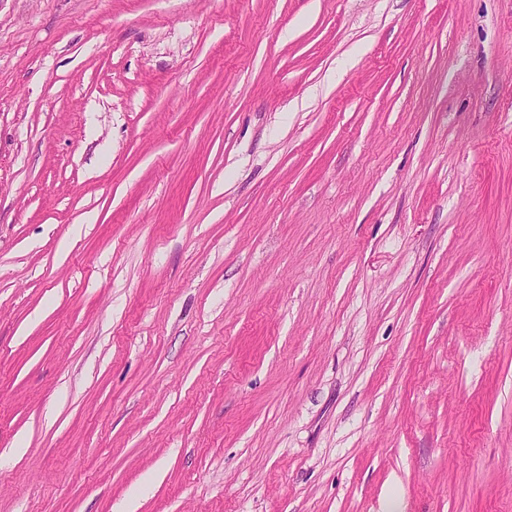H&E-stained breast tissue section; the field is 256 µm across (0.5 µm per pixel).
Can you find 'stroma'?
I'll list each match as a JSON object with an SVG mask.
<instances>
[{"instance_id": "stroma-1", "label": "stroma", "mask_w": 512, "mask_h": 512, "mask_svg": "<svg viewBox=\"0 0 512 512\" xmlns=\"http://www.w3.org/2000/svg\"><path fill=\"white\" fill-rule=\"evenodd\" d=\"M512 512V0H0V512Z\"/></svg>"}]
</instances>
